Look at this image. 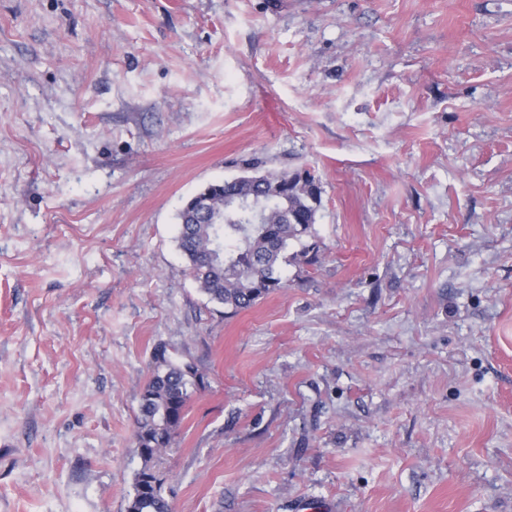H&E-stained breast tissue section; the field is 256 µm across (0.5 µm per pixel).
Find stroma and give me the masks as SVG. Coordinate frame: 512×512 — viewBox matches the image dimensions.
Returning <instances> with one entry per match:
<instances>
[{"instance_id":"stroma-1","label":"stroma","mask_w":512,"mask_h":512,"mask_svg":"<svg viewBox=\"0 0 512 512\" xmlns=\"http://www.w3.org/2000/svg\"><path fill=\"white\" fill-rule=\"evenodd\" d=\"M309 170L310 270L229 316L177 212ZM512 512V0H0V512ZM152 364V375L139 392L135 437L142 467L135 475L127 512H170L159 459L174 444L188 403L203 384L194 365L182 363L162 347L155 349Z\"/></svg>"}]
</instances>
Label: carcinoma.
I'll use <instances>...</instances> for the list:
<instances>
[{
    "label": "carcinoma",
    "mask_w": 512,
    "mask_h": 512,
    "mask_svg": "<svg viewBox=\"0 0 512 512\" xmlns=\"http://www.w3.org/2000/svg\"><path fill=\"white\" fill-rule=\"evenodd\" d=\"M258 184L214 181L204 214L193 203L178 213V247L200 291L234 314L284 287L282 265H316L324 250L315 228L322 187L310 172L264 173ZM152 375L139 392L135 433L142 467L127 512H170L160 473L203 376L155 349Z\"/></svg>",
    "instance_id": "cac0c4a2"
}]
</instances>
